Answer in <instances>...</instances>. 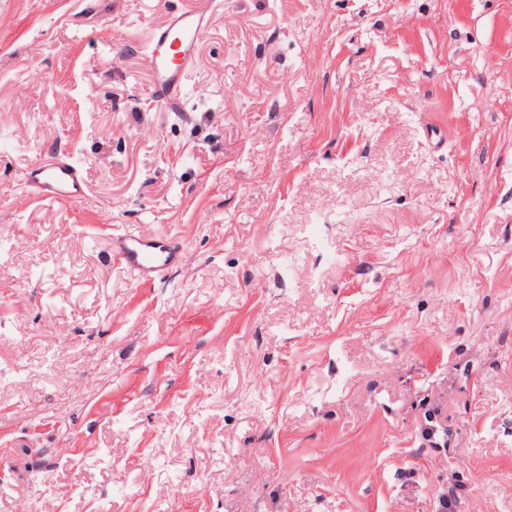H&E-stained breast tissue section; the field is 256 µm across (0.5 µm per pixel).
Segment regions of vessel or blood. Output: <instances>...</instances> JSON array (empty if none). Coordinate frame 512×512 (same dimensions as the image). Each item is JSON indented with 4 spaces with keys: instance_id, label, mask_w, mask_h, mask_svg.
I'll return each mask as SVG.
<instances>
[{
    "instance_id": "1",
    "label": "vessel or blood",
    "mask_w": 512,
    "mask_h": 512,
    "mask_svg": "<svg viewBox=\"0 0 512 512\" xmlns=\"http://www.w3.org/2000/svg\"><path fill=\"white\" fill-rule=\"evenodd\" d=\"M216 5L217 0H198L192 8L167 10L151 29L144 59L152 77V98L166 111L181 113L187 109L196 45L200 34L212 24ZM23 180L29 195L44 201L75 203L87 191L83 167L57 149L29 166ZM112 253L138 284L147 285L178 264L183 250L172 240L124 233L113 235Z\"/></svg>"
}]
</instances>
